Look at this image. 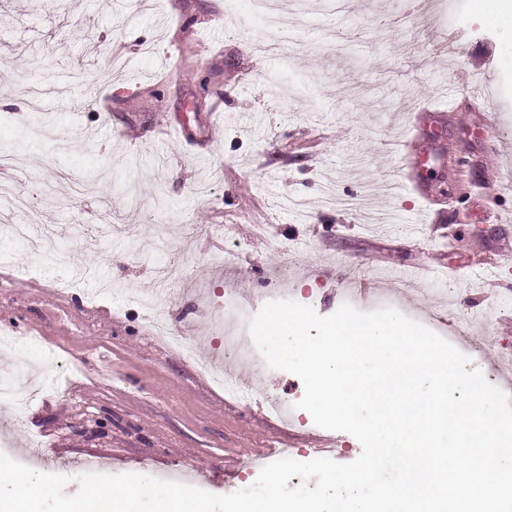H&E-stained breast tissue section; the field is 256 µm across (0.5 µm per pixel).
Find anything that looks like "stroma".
<instances>
[{"mask_svg": "<svg viewBox=\"0 0 512 512\" xmlns=\"http://www.w3.org/2000/svg\"><path fill=\"white\" fill-rule=\"evenodd\" d=\"M286 60L251 52L253 0H0V146L19 154L28 206L0 227V336L24 363L0 400V452L67 476L174 472L225 495L253 455L355 461L351 434L285 421L294 374L224 355V318L289 298L322 316L391 306L447 337L512 397V29L489 0H277ZM475 84L463 85L469 72ZM418 137L422 189L397 187ZM396 219L365 228L367 213ZM239 245L231 274L224 252ZM186 275L168 294L155 271ZM423 278L403 293L401 268ZM94 272L79 287L54 283ZM189 327L195 358L156 336ZM250 384L244 403L204 364Z\"/></svg>", "mask_w": 512, "mask_h": 512, "instance_id": "1", "label": "stroma"}]
</instances>
